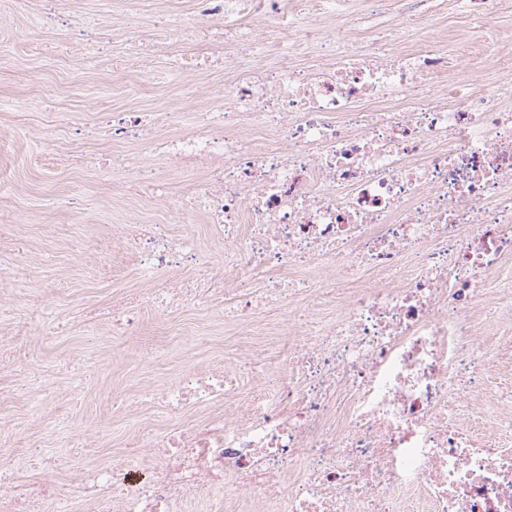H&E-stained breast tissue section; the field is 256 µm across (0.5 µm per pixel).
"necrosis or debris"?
<instances>
[{
  "label": "necrosis or debris",
  "instance_id": "1",
  "mask_svg": "<svg viewBox=\"0 0 512 512\" xmlns=\"http://www.w3.org/2000/svg\"><path fill=\"white\" fill-rule=\"evenodd\" d=\"M333 0H194L207 35L232 36L250 65L183 55L190 124L156 128L118 111L112 137L149 140L189 177L183 213L203 216L225 280L271 271L262 294L238 293L233 315L254 336L290 345L274 383L230 367L185 369L141 403L200 423L155 435V478L104 468L127 512H173L186 494L233 490L270 512H512V390L485 388L512 362V64L500 32L438 94L422 85L454 67L439 47L361 54L324 31ZM321 61L288 57L295 30ZM219 72L206 90L190 80ZM124 243L153 275L199 249L161 225H127ZM208 280L162 283L158 311ZM282 309L269 328L261 314ZM498 336L495 344L479 327ZM252 405H244V394ZM487 411L482 426L465 415Z\"/></svg>",
  "mask_w": 512,
  "mask_h": 512
}]
</instances>
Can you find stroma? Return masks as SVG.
I'll return each mask as SVG.
<instances>
[{"label":"stroma","instance_id":"35a3bbf8","mask_svg":"<svg viewBox=\"0 0 512 512\" xmlns=\"http://www.w3.org/2000/svg\"><path fill=\"white\" fill-rule=\"evenodd\" d=\"M455 0H350L358 37L397 51L406 19L413 45L453 48L461 28ZM191 15V0H0V36L9 55L0 64V422L12 448L0 457V495L44 478L62 494L40 512H125L121 491L85 495L96 472L130 464L153 476L144 440L175 428L160 410L130 414L122 404L165 385L181 370L232 366L254 357V370L283 364L273 336H252L225 322L223 301L202 300L157 314L136 260L112 234L122 224H164L170 234L202 243V265L168 274L206 273L221 280V256L207 247L201 218L176 222L171 202L183 194L173 177L167 198L98 165L114 144L103 119L118 109L178 110L175 72L182 36L167 52L112 67L135 32L156 29L161 14ZM63 14L65 22L45 25ZM91 29L112 52L87 61L64 49ZM140 297L143 318L130 336L112 335L101 315L112 303Z\"/></svg>","mask_w":512,"mask_h":512}]
</instances>
